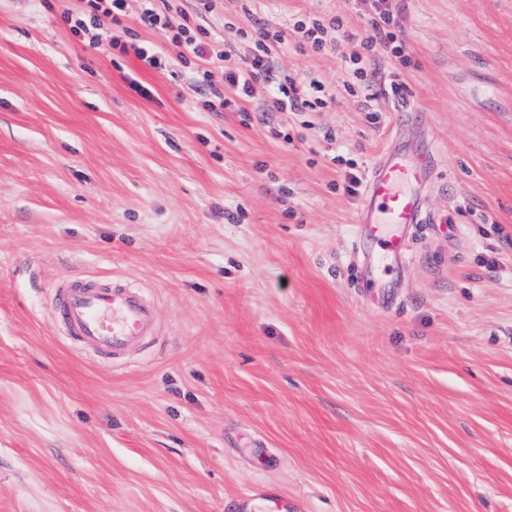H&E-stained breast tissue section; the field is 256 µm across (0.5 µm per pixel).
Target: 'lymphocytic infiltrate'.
<instances>
[{
	"label": "lymphocytic infiltrate",
	"instance_id": "obj_1",
	"mask_svg": "<svg viewBox=\"0 0 512 512\" xmlns=\"http://www.w3.org/2000/svg\"><path fill=\"white\" fill-rule=\"evenodd\" d=\"M125 15V0H79L74 12L66 13L74 34L86 33L89 26H112L122 24ZM141 27L151 30L162 28L170 33L169 43L179 61L192 65L191 81L194 88L210 95V107L219 110L227 106L225 92H232L237 100L249 101L257 85L269 87L263 104L267 112H316L327 107L333 96L325 85L307 74L291 72L273 74L271 52L283 41L281 31L266 23H255L252 30L237 28L238 36H249L252 53L248 59L236 60L231 42L207 44L197 39L183 13H171L168 7L158 6L154 0H143L138 16ZM397 17L392 10L379 12L372 22L371 34L361 43L360 50L350 52L349 58L355 69L348 85L350 94L370 103L378 95L393 99L402 98L404 86L398 76L377 85L365 78L366 69L376 55L383 54L398 64H406L407 48L396 34ZM340 18L314 17L297 22L293 32L312 51L346 48Z\"/></svg>",
	"mask_w": 512,
	"mask_h": 512
}]
</instances>
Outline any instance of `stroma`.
Instances as JSON below:
<instances>
[{
	"label": "stroma",
	"mask_w": 512,
	"mask_h": 512,
	"mask_svg": "<svg viewBox=\"0 0 512 512\" xmlns=\"http://www.w3.org/2000/svg\"><path fill=\"white\" fill-rule=\"evenodd\" d=\"M74 0H0V512H234L262 486L305 512H512V0H390L402 100L344 89L348 58L273 68L336 93L318 112H214L169 59L90 49ZM378 0H216L227 22L341 16ZM149 89L140 96L136 88ZM433 153L437 221L411 265L361 286L352 223L402 116ZM331 140H324V133ZM121 280L157 326L108 359L51 316L64 282Z\"/></svg>",
	"instance_id": "1"
}]
</instances>
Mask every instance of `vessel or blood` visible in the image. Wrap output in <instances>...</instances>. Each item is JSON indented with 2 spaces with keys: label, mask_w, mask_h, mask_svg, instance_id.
I'll return each mask as SVG.
<instances>
[{
  "label": "vessel or blood",
  "mask_w": 512,
  "mask_h": 512,
  "mask_svg": "<svg viewBox=\"0 0 512 512\" xmlns=\"http://www.w3.org/2000/svg\"><path fill=\"white\" fill-rule=\"evenodd\" d=\"M434 173L433 158L413 162L395 147L380 151L369 169L364 201L353 224L355 242L373 241V264L408 266L409 229L434 221L418 190ZM51 310L54 320L87 349L115 359L153 335L157 321L156 308L144 290L131 284L64 283L53 293Z\"/></svg>",
  "instance_id": "1"
}]
</instances>
